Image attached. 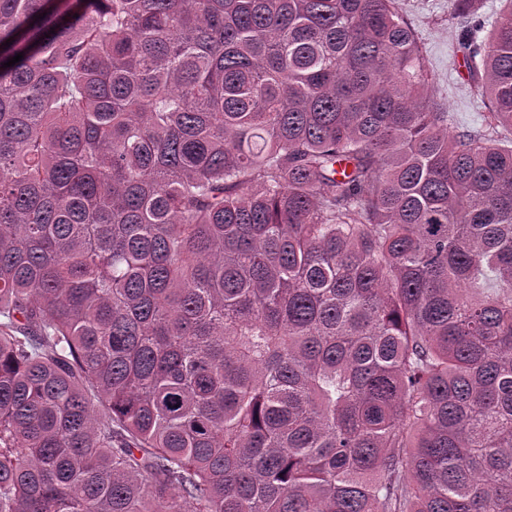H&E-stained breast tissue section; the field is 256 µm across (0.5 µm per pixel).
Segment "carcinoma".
Here are the masks:
<instances>
[{
	"mask_svg": "<svg viewBox=\"0 0 512 512\" xmlns=\"http://www.w3.org/2000/svg\"><path fill=\"white\" fill-rule=\"evenodd\" d=\"M474 2L455 133L395 0H0V512H512Z\"/></svg>",
	"mask_w": 512,
	"mask_h": 512,
	"instance_id": "cac0c4a2",
	"label": "carcinoma"
}]
</instances>
